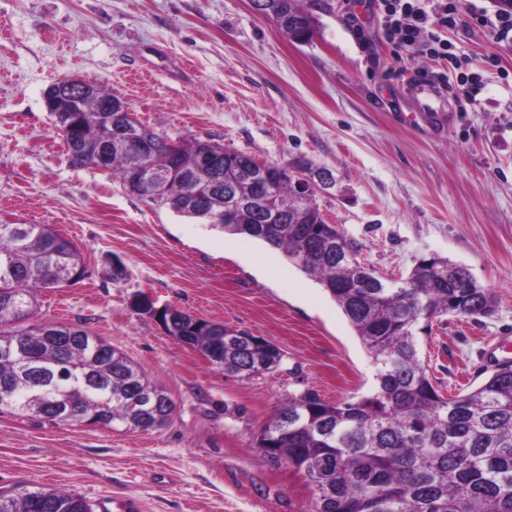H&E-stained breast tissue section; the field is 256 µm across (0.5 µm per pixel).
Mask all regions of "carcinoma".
I'll use <instances>...</instances> for the list:
<instances>
[{
  "label": "carcinoma",
  "instance_id": "obj_1",
  "mask_svg": "<svg viewBox=\"0 0 512 512\" xmlns=\"http://www.w3.org/2000/svg\"><path fill=\"white\" fill-rule=\"evenodd\" d=\"M290 40L310 41L320 26L314 0H256ZM116 95L100 87L60 128L72 164L104 166L130 194L228 235H248L281 250L336 301L371 355L376 389L367 396L326 401L314 391L290 397L256 439L270 464L283 460L318 487L312 512H512V363L497 365L473 389L446 397L427 372L415 333L420 322L444 316L485 318L494 293L469 268L446 258H422L393 285L357 258L337 224L319 206L300 205L293 182L275 190L282 215L347 248L305 247L295 224H268L256 210L215 218L224 191L258 192L249 182L252 155L212 140H179L178 183L148 193L134 185L133 159L116 146L112 113L99 112ZM213 163H200L204 151ZM74 244L46 224H0V404L13 413L57 424L70 405L113 427L149 430L166 423L175 405L165 388L108 341L50 321L30 323L35 293L84 278ZM169 335L199 351L226 375L250 378L273 371L281 350L254 335L228 337L222 323L187 311ZM0 512H93L84 497L57 489L19 488L0 500Z\"/></svg>",
  "mask_w": 512,
  "mask_h": 512
}]
</instances>
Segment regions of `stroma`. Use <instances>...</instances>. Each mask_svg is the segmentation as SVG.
I'll list each match as a JSON object with an SVG mask.
<instances>
[{
  "label": "stroma",
  "instance_id": "35a3bbf8",
  "mask_svg": "<svg viewBox=\"0 0 512 512\" xmlns=\"http://www.w3.org/2000/svg\"><path fill=\"white\" fill-rule=\"evenodd\" d=\"M464 0L447 33L480 75L475 102L449 123L416 126L410 58L381 35L371 0H330L322 25L293 42L249 0H0V224H48L87 268L37 296L32 319L100 336L164 387L175 409L151 431L42 424L0 411V493H78L94 512L116 499L138 512H312L296 469L265 462L256 437L306 390L329 401L375 389L376 367L341 309L282 251L155 208L109 172L73 166L44 106L76 77L125 100L171 138L197 137L282 165L328 167L326 220L343 225L361 262L389 278L432 255L468 267L496 295L488 318L450 317L419 333L444 395L475 386L500 344L512 346V42L489 40ZM499 65L482 68L486 55ZM117 257L123 280L103 260ZM272 342L270 373L224 375L135 312V294Z\"/></svg>",
  "mask_w": 512,
  "mask_h": 512
}]
</instances>
